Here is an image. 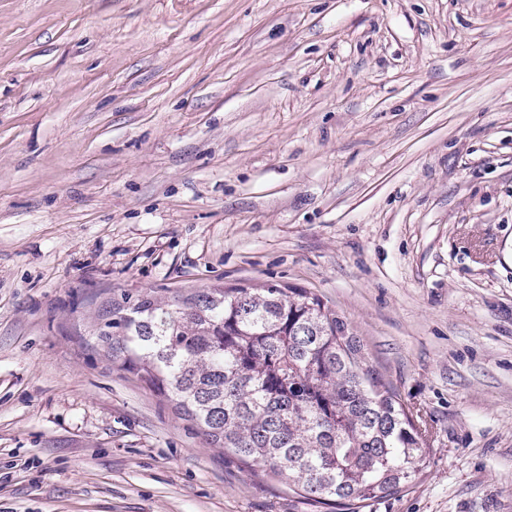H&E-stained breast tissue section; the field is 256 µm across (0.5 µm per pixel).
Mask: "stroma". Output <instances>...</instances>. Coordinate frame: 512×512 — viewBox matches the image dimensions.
Returning <instances> with one entry per match:
<instances>
[{
  "instance_id": "stroma-1",
  "label": "stroma",
  "mask_w": 512,
  "mask_h": 512,
  "mask_svg": "<svg viewBox=\"0 0 512 512\" xmlns=\"http://www.w3.org/2000/svg\"><path fill=\"white\" fill-rule=\"evenodd\" d=\"M319 295L512 512V0H0V512H311L96 350L110 297Z\"/></svg>"
}]
</instances>
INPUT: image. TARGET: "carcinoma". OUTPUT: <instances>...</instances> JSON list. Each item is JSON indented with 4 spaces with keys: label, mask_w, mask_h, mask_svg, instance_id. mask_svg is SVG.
<instances>
[{
    "label": "carcinoma",
    "mask_w": 512,
    "mask_h": 512,
    "mask_svg": "<svg viewBox=\"0 0 512 512\" xmlns=\"http://www.w3.org/2000/svg\"><path fill=\"white\" fill-rule=\"evenodd\" d=\"M120 369L207 445L257 465L315 512H362L427 468L414 414L322 299L278 284L109 299L94 320Z\"/></svg>",
    "instance_id": "1"
}]
</instances>
